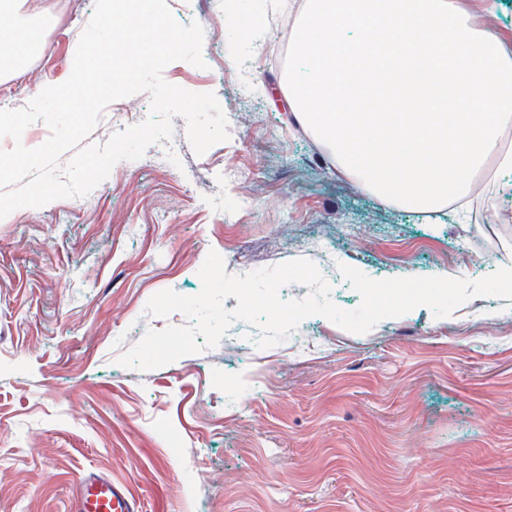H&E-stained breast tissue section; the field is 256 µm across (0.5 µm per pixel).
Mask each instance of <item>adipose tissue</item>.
Here are the masks:
<instances>
[{
	"label": "adipose tissue",
	"mask_w": 512,
	"mask_h": 512,
	"mask_svg": "<svg viewBox=\"0 0 512 512\" xmlns=\"http://www.w3.org/2000/svg\"><path fill=\"white\" fill-rule=\"evenodd\" d=\"M0 84L7 82L41 50L44 37L35 21L32 0H0Z\"/></svg>",
	"instance_id": "adipose-tissue-1"
}]
</instances>
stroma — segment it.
Here are the masks:
<instances>
[{
  "label": "stroma",
  "mask_w": 512,
  "mask_h": 512,
  "mask_svg": "<svg viewBox=\"0 0 512 512\" xmlns=\"http://www.w3.org/2000/svg\"><path fill=\"white\" fill-rule=\"evenodd\" d=\"M37 2L43 52L0 88L16 109L69 78L95 7ZM461 3L512 42V0ZM167 4L202 26L205 65L178 60L163 78L213 93L229 138L196 155L174 117L142 164L0 222V512H70L85 471L125 484L144 512H512V300L444 318L419 306L364 334L312 315L265 349L236 321L171 364L119 365L147 331L186 325L147 304L198 294L212 250L233 275L309 260L344 310L360 304L344 264L375 280H477L512 255L511 182L483 180L462 224L356 187L297 120L272 47L238 54L223 8ZM150 103L118 99L89 143Z\"/></svg>",
  "instance_id": "stroma-1"
}]
</instances>
